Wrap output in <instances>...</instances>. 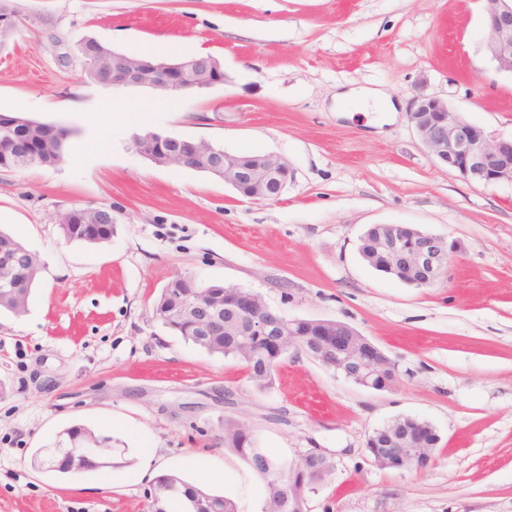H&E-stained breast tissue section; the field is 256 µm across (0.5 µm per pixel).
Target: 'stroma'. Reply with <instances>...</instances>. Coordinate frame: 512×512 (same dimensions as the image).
Segmentation results:
<instances>
[{
    "label": "stroma",
    "instance_id": "stroma-1",
    "mask_svg": "<svg viewBox=\"0 0 512 512\" xmlns=\"http://www.w3.org/2000/svg\"><path fill=\"white\" fill-rule=\"evenodd\" d=\"M0 11L16 24L0 45V113L66 127L72 148L103 99L118 107L111 151L0 170V229L42 262L27 313L0 312V512H148L147 463L260 512L263 481L218 439L228 419L273 456L333 460L308 512H512V186L439 165L407 118L425 94L512 136V74L486 51L481 0H0ZM86 36L130 56L157 40L173 57L210 54L226 81L146 112L149 89L85 77ZM343 86L380 89L400 110L337 111ZM77 98L90 112L67 111ZM145 130L274 154L294 179L249 200L138 155ZM75 205L111 208V242L64 238L57 218ZM376 224L462 249L438 284L415 288L361 258ZM184 273L252 289L291 317L348 323L398 363L400 384L366 389L292 352L257 387L154 315ZM405 416L434 427L433 458L379 468L366 440ZM73 426L111 436L122 466L35 465Z\"/></svg>",
    "mask_w": 512,
    "mask_h": 512
}]
</instances>
